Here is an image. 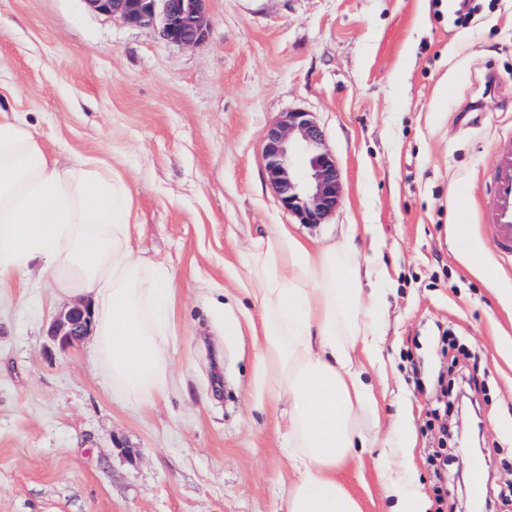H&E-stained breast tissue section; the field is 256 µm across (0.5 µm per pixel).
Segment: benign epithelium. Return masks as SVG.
<instances>
[{
	"mask_svg": "<svg viewBox=\"0 0 512 512\" xmlns=\"http://www.w3.org/2000/svg\"><path fill=\"white\" fill-rule=\"evenodd\" d=\"M95 13L139 27H152L172 44L191 46L208 33L207 0H84ZM264 167L281 208L303 224H320L336 211L342 177L336 158L327 150L325 133L304 111L284 113L267 130ZM87 306L76 303L59 314L49 335L74 344L89 335Z\"/></svg>",
	"mask_w": 512,
	"mask_h": 512,
	"instance_id": "obj_1",
	"label": "benign epithelium"
}]
</instances>
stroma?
I'll list each match as a JSON object with an SVG mask.
<instances>
[{"label": "stroma", "instance_id": "stroma-1", "mask_svg": "<svg viewBox=\"0 0 512 512\" xmlns=\"http://www.w3.org/2000/svg\"><path fill=\"white\" fill-rule=\"evenodd\" d=\"M468 12L208 0L206 38L182 47L85 0H0V106L47 152L122 176L142 254L175 283L174 380L150 405L113 393L87 342L51 341L65 308L51 278L0 290V512H281L288 460L275 410L255 402L257 306L240 277L279 224L313 246L379 230V424L336 474L362 512L395 507L378 460L398 421L410 446L392 465L421 512H463L458 450L440 431L461 397L483 421V501L512 512V260L495 250L485 189L492 145L512 132V0ZM294 110L312 113L343 175L320 224L283 210L264 168L266 130Z\"/></svg>", "mask_w": 512, "mask_h": 512}]
</instances>
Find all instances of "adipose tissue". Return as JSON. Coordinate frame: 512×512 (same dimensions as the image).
<instances>
[{
	"instance_id": "1",
	"label": "adipose tissue",
	"mask_w": 512,
	"mask_h": 512,
	"mask_svg": "<svg viewBox=\"0 0 512 512\" xmlns=\"http://www.w3.org/2000/svg\"><path fill=\"white\" fill-rule=\"evenodd\" d=\"M131 191L96 160L63 163L17 112L0 110V289L31 270L57 295L92 297L93 363L123 398L150 403L172 376L167 328L175 289L169 270L135 255ZM256 284L261 373L257 400L287 401L278 434L293 478L285 512H361L336 479L378 401L366 371L377 351L352 244L313 248L287 227L260 239L244 263Z\"/></svg>"
}]
</instances>
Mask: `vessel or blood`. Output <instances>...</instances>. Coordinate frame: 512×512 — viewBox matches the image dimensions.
<instances>
[{
    "mask_svg": "<svg viewBox=\"0 0 512 512\" xmlns=\"http://www.w3.org/2000/svg\"><path fill=\"white\" fill-rule=\"evenodd\" d=\"M487 193L497 250L512 257V137L497 141L491 149Z\"/></svg>",
    "mask_w": 512,
    "mask_h": 512,
    "instance_id": "vessel-or-blood-1",
    "label": "vessel or blood"
}]
</instances>
